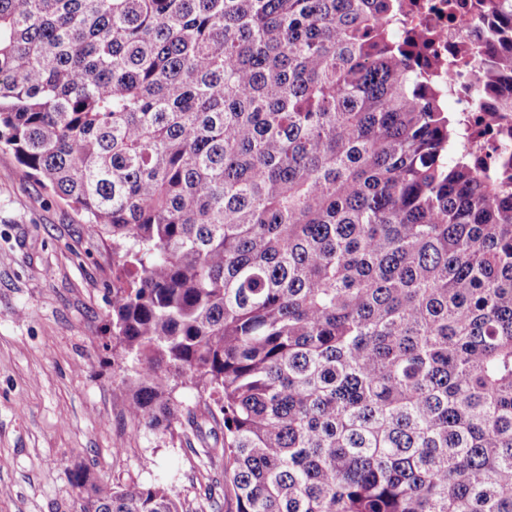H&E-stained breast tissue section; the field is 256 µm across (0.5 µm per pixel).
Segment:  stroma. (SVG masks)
I'll list each match as a JSON object with an SVG mask.
<instances>
[{
    "instance_id": "35a3bbf8",
    "label": "stroma",
    "mask_w": 512,
    "mask_h": 512,
    "mask_svg": "<svg viewBox=\"0 0 512 512\" xmlns=\"http://www.w3.org/2000/svg\"><path fill=\"white\" fill-rule=\"evenodd\" d=\"M112 239L0 150V512H80L68 472L224 500L214 438L187 448L127 413L112 366Z\"/></svg>"
}]
</instances>
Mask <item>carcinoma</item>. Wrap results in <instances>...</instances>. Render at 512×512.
<instances>
[{"label": "carcinoma", "mask_w": 512, "mask_h": 512, "mask_svg": "<svg viewBox=\"0 0 512 512\" xmlns=\"http://www.w3.org/2000/svg\"><path fill=\"white\" fill-rule=\"evenodd\" d=\"M399 9L0 0V146L112 237L129 416L224 432L223 512H512V175ZM478 57L476 108L512 72ZM70 478L82 512H191Z\"/></svg>", "instance_id": "cac0c4a2"}]
</instances>
